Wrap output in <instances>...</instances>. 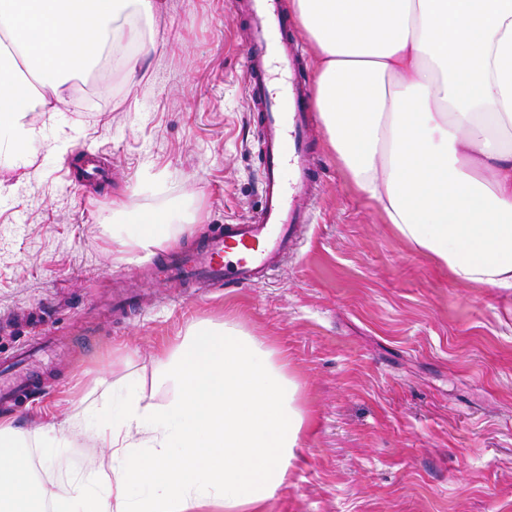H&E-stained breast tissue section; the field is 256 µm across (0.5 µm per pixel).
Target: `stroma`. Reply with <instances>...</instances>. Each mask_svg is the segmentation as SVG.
Segmentation results:
<instances>
[{"mask_svg": "<svg viewBox=\"0 0 512 512\" xmlns=\"http://www.w3.org/2000/svg\"><path fill=\"white\" fill-rule=\"evenodd\" d=\"M154 47L82 99L33 119L59 150L0 169V360L55 343L39 385L6 415L34 430L92 415L127 381L154 402V358L198 322L233 320L285 353L309 430L263 512H512V288L457 283L347 180L313 117L320 172L300 247L266 282L182 288L130 252L127 212L179 207V250L260 206L257 128L243 91L250 45L231 0H159ZM110 169L102 184L73 162ZM124 288L143 305L113 316Z\"/></svg>", "mask_w": 512, "mask_h": 512, "instance_id": "obj_1", "label": "stroma"}]
</instances>
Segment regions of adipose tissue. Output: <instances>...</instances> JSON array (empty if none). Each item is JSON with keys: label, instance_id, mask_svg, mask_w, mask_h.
I'll return each mask as SVG.
<instances>
[{"label": "adipose tissue", "instance_id": "1", "mask_svg": "<svg viewBox=\"0 0 512 512\" xmlns=\"http://www.w3.org/2000/svg\"><path fill=\"white\" fill-rule=\"evenodd\" d=\"M317 61L315 105L356 189L456 281L512 288V0H291ZM159 0H0V160L27 168L32 119L104 53L153 47ZM121 245L170 242L166 210ZM163 403L127 391L87 430L99 457L59 480L0 424V512H259L287 482L308 417L282 352L200 322L162 351Z\"/></svg>", "mask_w": 512, "mask_h": 512}]
</instances>
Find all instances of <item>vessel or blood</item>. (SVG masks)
<instances>
[{
    "mask_svg": "<svg viewBox=\"0 0 512 512\" xmlns=\"http://www.w3.org/2000/svg\"><path fill=\"white\" fill-rule=\"evenodd\" d=\"M243 17L251 48L243 62V89L260 129L262 201L242 224H224L189 252H174L164 268L175 280L206 288L250 286L265 280L282 256L298 245L299 225L310 223L315 175L308 153L311 90L306 60L287 36L282 0H233ZM38 351L22 352L26 372L0 373V394H10L33 376Z\"/></svg>",
    "mask_w": 512,
    "mask_h": 512,
    "instance_id": "1",
    "label": "vessel or blood"
}]
</instances>
